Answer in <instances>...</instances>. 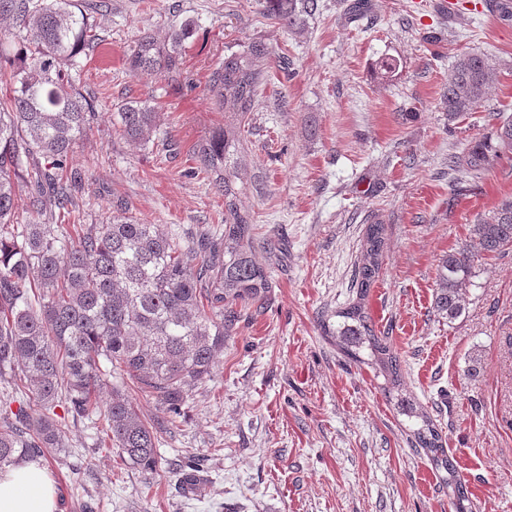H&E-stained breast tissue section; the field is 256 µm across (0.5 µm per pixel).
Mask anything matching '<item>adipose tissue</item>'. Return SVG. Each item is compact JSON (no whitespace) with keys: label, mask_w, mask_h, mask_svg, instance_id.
Returning <instances> with one entry per match:
<instances>
[{"label":"adipose tissue","mask_w":512,"mask_h":512,"mask_svg":"<svg viewBox=\"0 0 512 512\" xmlns=\"http://www.w3.org/2000/svg\"><path fill=\"white\" fill-rule=\"evenodd\" d=\"M56 490L36 460L0 470V512H55Z\"/></svg>","instance_id":"ef3b65f1"}]
</instances>
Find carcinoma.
<instances>
[{"label": "carcinoma", "mask_w": 512, "mask_h": 512, "mask_svg": "<svg viewBox=\"0 0 512 512\" xmlns=\"http://www.w3.org/2000/svg\"><path fill=\"white\" fill-rule=\"evenodd\" d=\"M316 0H265L269 16L290 29L305 25ZM107 0H0V17L15 21L12 48L0 42V469L63 448L55 409L103 421L123 459L145 471L157 460L158 434L175 425L190 392L212 378L224 336L241 311L264 304L269 281L254 258L255 225L238 207L246 190L238 171L242 127L263 78L267 48L254 44L210 72L212 103L233 114L195 146L198 171L224 196V224L178 241L159 224L109 216L82 223L76 203L82 177L67 172L75 146L90 129L97 104L80 86L82 57L98 45L88 11ZM188 20L164 39L143 36L126 54L134 71L180 75ZM499 71L477 53L460 55L448 73V121L476 110ZM122 135L148 144L157 112L147 102L116 107ZM512 154V118L448 158L451 171L478 175ZM23 209L37 216L15 222ZM512 245V200L470 229V243L443 255L433 304L450 320L464 311L479 256ZM385 228L370 224L358 256L354 302L322 320L323 333L359 367L383 379L379 389L404 417L409 447L445 471L456 512L468 491L442 430L404 396L402 360L391 338L376 331L365 301L383 264ZM134 387L154 399L162 417L146 420L126 398ZM17 409H12L13 403Z\"/></svg>", "instance_id": "obj_1"}]
</instances>
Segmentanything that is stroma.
Instances as JSON below:
<instances>
[{
    "mask_svg": "<svg viewBox=\"0 0 512 512\" xmlns=\"http://www.w3.org/2000/svg\"><path fill=\"white\" fill-rule=\"evenodd\" d=\"M110 2L91 16L104 42L80 76L98 110L69 161L83 177L86 223L123 212L180 238L223 223V196L194 171L195 145L224 124L206 80L218 60L263 42L239 206L270 289L263 308L242 312L178 427L161 434L154 471L122 461L86 421L63 423L64 451L43 461L56 512H454L372 372L320 329L322 315L352 300L360 244L377 223L386 248L367 312L389 332L407 392L442 429L473 512H512V246L476 261L461 317L433 307L440 257L512 197V157L464 177L460 192L448 171L449 155L512 116V16L488 0H455L449 12L434 0H369L354 18L350 0H317L306 27L291 30L264 0ZM187 19L197 28L178 80L126 68L137 39ZM465 52L501 76L452 122L448 71ZM384 57L397 60L393 74L376 73ZM138 101L158 114L146 146L112 120L115 105ZM192 455L203 470L187 491Z\"/></svg>",
    "mask_w": 512,
    "mask_h": 512,
    "instance_id": "1",
    "label": "stroma"
}]
</instances>
